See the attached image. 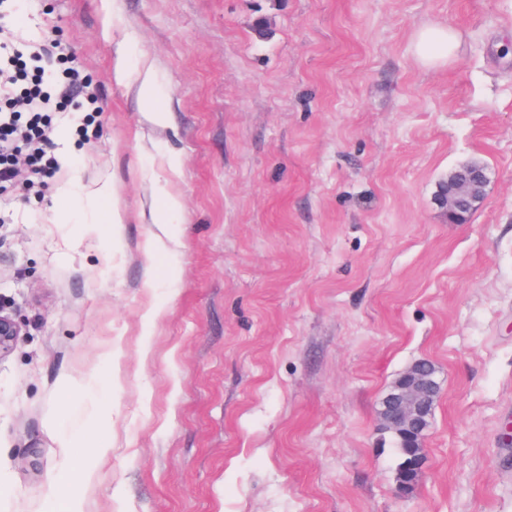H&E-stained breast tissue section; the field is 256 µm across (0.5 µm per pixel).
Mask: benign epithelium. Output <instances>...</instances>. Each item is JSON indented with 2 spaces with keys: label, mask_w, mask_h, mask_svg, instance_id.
Here are the masks:
<instances>
[{
  "label": "benign epithelium",
  "mask_w": 512,
  "mask_h": 512,
  "mask_svg": "<svg viewBox=\"0 0 512 512\" xmlns=\"http://www.w3.org/2000/svg\"><path fill=\"white\" fill-rule=\"evenodd\" d=\"M458 179L448 178V191L437 195L441 208L453 215L466 208L474 210L484 199L486 173L482 165L471 163L457 171ZM21 326L0 313V358L8 354L20 335ZM441 386L432 361L422 359L410 365L382 399L376 419L379 427L400 439L408 448L409 461L399 468L397 488L411 492L414 475H420L426 462L424 438L431 425L433 409Z\"/></svg>",
  "instance_id": "obj_1"
}]
</instances>
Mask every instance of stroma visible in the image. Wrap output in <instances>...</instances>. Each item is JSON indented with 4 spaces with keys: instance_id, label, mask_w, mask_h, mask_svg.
Returning a JSON list of instances; mask_svg holds the SVG:
<instances>
[{
    "instance_id": "stroma-1",
    "label": "stroma",
    "mask_w": 512,
    "mask_h": 512,
    "mask_svg": "<svg viewBox=\"0 0 512 512\" xmlns=\"http://www.w3.org/2000/svg\"><path fill=\"white\" fill-rule=\"evenodd\" d=\"M6 8L102 114L86 139L54 110L59 171L0 191V512H512V0ZM424 25L448 65L417 62ZM471 161L485 199L453 222L437 191ZM105 182L108 244L79 197ZM421 358L442 393L403 496L376 411ZM96 378L112 422L64 447ZM457 47L456 35L447 26H429L419 29L413 39V51L426 66L445 64ZM21 326L9 315L0 313V358L8 354L20 335Z\"/></svg>"
}]
</instances>
